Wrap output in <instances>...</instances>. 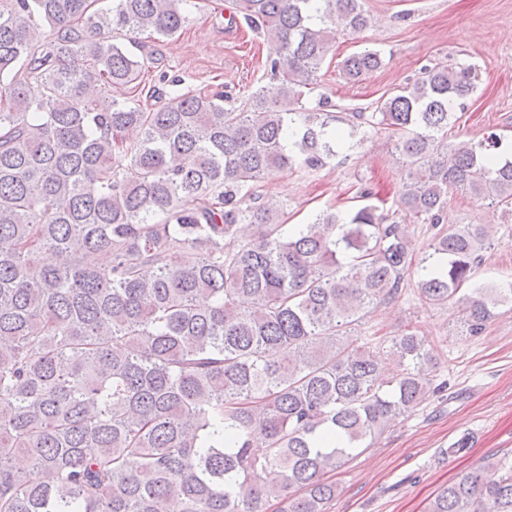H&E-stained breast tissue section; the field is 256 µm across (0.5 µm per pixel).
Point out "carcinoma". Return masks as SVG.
<instances>
[{
	"instance_id": "obj_1",
	"label": "carcinoma",
	"mask_w": 512,
	"mask_h": 512,
	"mask_svg": "<svg viewBox=\"0 0 512 512\" xmlns=\"http://www.w3.org/2000/svg\"><path fill=\"white\" fill-rule=\"evenodd\" d=\"M182 2L0 0V512H268L274 493L277 512H326L336 470L438 391L426 341L361 336L363 316L412 273L422 301H462L471 336L512 301L475 282L491 225L438 229L450 190L512 206V144L448 142L472 67L425 65L371 112L309 108L338 31L373 24L363 0H235L278 45L241 107L206 87L94 96L140 81L129 47L182 30ZM381 64L364 50L341 71ZM363 128L407 170L397 210L436 230L417 268L371 191L289 228L262 190L347 160ZM426 512H512V452Z\"/></svg>"
}]
</instances>
